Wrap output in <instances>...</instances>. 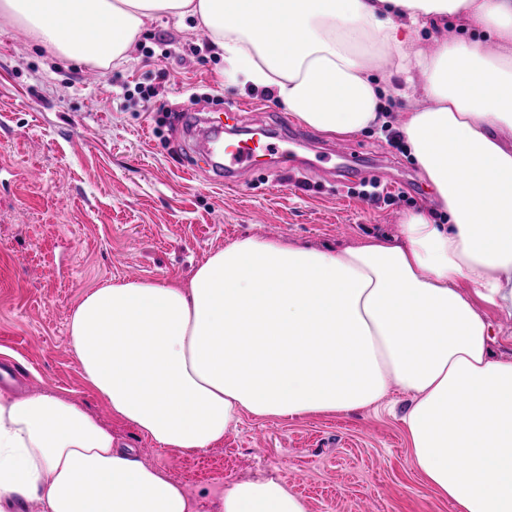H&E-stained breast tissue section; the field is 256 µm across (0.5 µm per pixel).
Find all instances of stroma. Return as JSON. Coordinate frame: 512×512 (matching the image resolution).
I'll list each match as a JSON object with an SVG mask.
<instances>
[{
	"mask_svg": "<svg viewBox=\"0 0 512 512\" xmlns=\"http://www.w3.org/2000/svg\"><path fill=\"white\" fill-rule=\"evenodd\" d=\"M194 20L146 21L125 60L95 69L30 43L0 23V365L15 389L75 400L110 425L142 460L180 483L200 512L233 484L286 485L307 512H454L418 473L391 390L379 409L271 418L243 415L221 443L192 453L162 448L112 410L83 379L69 321L83 297L136 268L145 280L188 279L213 251L267 236L335 250L396 236L403 214L434 208L433 191L407 150L368 129L350 135L348 172L333 136L311 131L271 92L228 86L224 58ZM157 95L144 99L143 91ZM203 106V119L261 130L316 178L257 152L225 191L191 140L168 120ZM381 153H374V145ZM41 182L27 177L30 168Z\"/></svg>",
	"mask_w": 512,
	"mask_h": 512,
	"instance_id": "obj_1",
	"label": "stroma"
}]
</instances>
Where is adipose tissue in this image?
<instances>
[{"label": "adipose tissue", "instance_id": "ef3b65f1", "mask_svg": "<svg viewBox=\"0 0 512 512\" xmlns=\"http://www.w3.org/2000/svg\"><path fill=\"white\" fill-rule=\"evenodd\" d=\"M193 18L228 82L271 90L328 135L387 124L376 64L426 104L400 131L439 211L393 240L338 252L241 239L188 282L108 281L69 322L83 375L113 415L164 448L218 443L243 413L299 417L410 396L402 417L425 484L454 512H512V360L494 358L483 306L512 319V0H0L32 44L107 66L146 20ZM451 15L493 37L415 50ZM467 281L470 292L460 291ZM199 512L165 473L73 400L0 394V505L20 512ZM215 512H306L279 482L225 490Z\"/></svg>", "mask_w": 512, "mask_h": 512}]
</instances>
